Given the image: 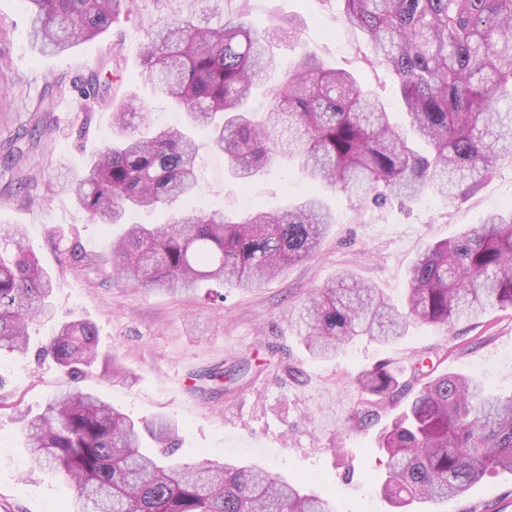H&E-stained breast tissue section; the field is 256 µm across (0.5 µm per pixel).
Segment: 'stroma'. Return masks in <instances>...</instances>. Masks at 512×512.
<instances>
[{
	"label": "stroma",
	"mask_w": 512,
	"mask_h": 512,
	"mask_svg": "<svg viewBox=\"0 0 512 512\" xmlns=\"http://www.w3.org/2000/svg\"><path fill=\"white\" fill-rule=\"evenodd\" d=\"M189 7L188 0H140L118 22L122 41L107 32L68 52L46 54L29 37L23 0H0V143L31 128L35 108H42L47 124L20 162L0 156V224L22 225L56 282L54 316L31 324L30 353L0 349V395L7 402L0 409V512H66L77 494L64 475L31 473L23 430L24 417L43 412L63 380L54 360L34 350L73 318L95 325L103 358L79 376L78 386L132 418L176 421L175 460L232 457L272 467L309 491L333 490L336 512H391L377 492L387 460L378 438L412 394L379 400L362 389L359 375L385 361L407 382L412 357L424 353L438 372L475 376L510 391L512 309L443 327L412 323L395 343L363 337L328 361L310 354L289 311L343 273L370 281L401 304L409 268L429 244L459 236L512 202V152L498 155L490 179L452 200L431 192L376 207L342 191L327 194L336 222L313 258L260 288L221 287L216 302L206 299V282L188 294L143 291L62 266L58 254L72 244L99 256L122 232L118 224L89 223L63 191L112 137L111 107L83 99L73 84L94 71L117 73V96L136 95L155 122L176 123L177 113L144 82L139 54L149 22ZM248 8L257 22H295L298 40L275 48L278 68L317 55L353 72L396 122L406 124L395 80L375 64L365 33L345 22L338 0H250ZM201 164L197 196L208 208L243 210L247 193L257 208L280 210L318 185L289 165L244 183L229 173L223 154L203 153ZM23 176L30 183L22 189ZM419 512H512V472H497L447 502L421 504Z\"/></svg>",
	"instance_id": "obj_1"
}]
</instances>
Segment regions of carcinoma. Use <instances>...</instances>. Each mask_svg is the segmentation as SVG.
<instances>
[{
	"label": "carcinoma",
	"mask_w": 512,
	"mask_h": 512,
	"mask_svg": "<svg viewBox=\"0 0 512 512\" xmlns=\"http://www.w3.org/2000/svg\"><path fill=\"white\" fill-rule=\"evenodd\" d=\"M31 35L45 49L69 50L105 33L136 0H24ZM201 12L166 15L144 32L142 66L154 91L184 115L150 126L143 103L112 113V142L68 186L93 224H124L129 212L170 210L163 224H130L94 259L73 244L60 261L81 271L110 270L147 291L189 292L204 281L259 288L288 265L310 258L333 214L312 192L282 211L240 217L193 204L200 145L224 154L248 182L284 159L324 188L383 205L436 191L448 199L492 175L512 150V0H341L345 20L364 31L376 63L394 78L417 150L353 74L313 54L266 90L262 114L248 102L275 63L278 42L297 38L292 22L257 25L248 0H200ZM91 75L87 99L109 97ZM53 283L16 224H0V349L28 352V325L51 311ZM406 312L377 289L346 275L298 308L294 323L309 350L328 358L367 336L403 337L410 321L443 325L512 308V206L494 210L454 239L427 247L409 269ZM75 378L97 363L95 327L65 322L41 347ZM411 365L418 390L381 436L388 456L380 490L397 512L459 496L485 476L512 471V393L475 378ZM361 387L392 398L398 380L378 364ZM178 425L167 417L135 421L111 402L65 386L25 423L30 464L61 471L78 489L69 512H335L333 495L300 493L272 470L225 462L193 467L170 460Z\"/></svg>",
	"instance_id": "carcinoma-1"
}]
</instances>
